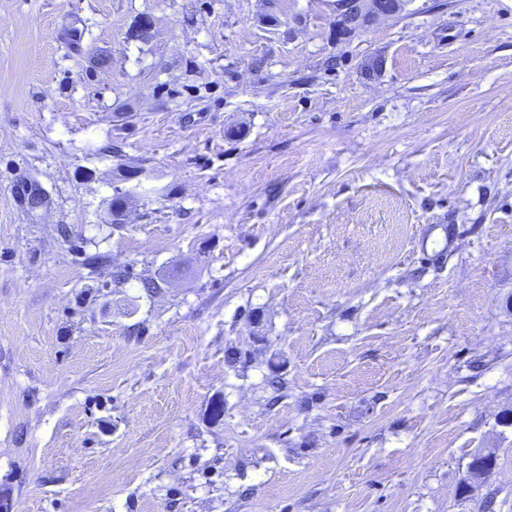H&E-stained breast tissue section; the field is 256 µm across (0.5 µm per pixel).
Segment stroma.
<instances>
[{"label": "stroma", "mask_w": 512, "mask_h": 512, "mask_svg": "<svg viewBox=\"0 0 512 512\" xmlns=\"http://www.w3.org/2000/svg\"><path fill=\"white\" fill-rule=\"evenodd\" d=\"M338 19L0 0L8 512H512V0Z\"/></svg>", "instance_id": "1"}]
</instances>
